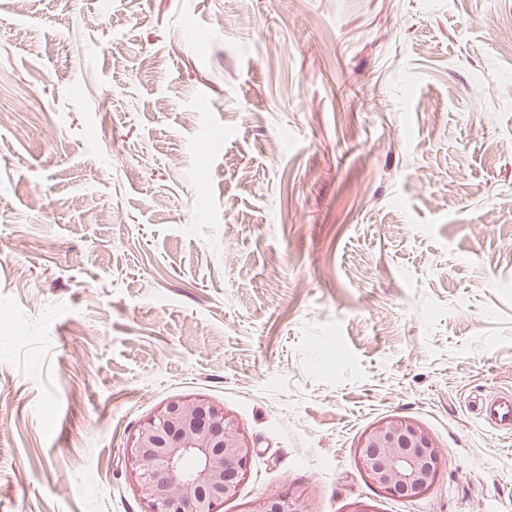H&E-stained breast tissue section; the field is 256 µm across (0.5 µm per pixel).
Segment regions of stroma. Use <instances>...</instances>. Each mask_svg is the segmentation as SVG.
<instances>
[{"instance_id":"35a3bbf8","label":"stroma","mask_w":512,"mask_h":512,"mask_svg":"<svg viewBox=\"0 0 512 512\" xmlns=\"http://www.w3.org/2000/svg\"><path fill=\"white\" fill-rule=\"evenodd\" d=\"M512 0H0V512H145L168 400L238 496L512 512ZM389 418L436 441L410 502ZM486 421L497 428H512V397H492L481 401L478 406ZM252 448L236 416L178 398L139 425L128 460L147 512H218L237 497ZM358 458L368 480L387 493L422 496L439 480V447L410 420L392 419L371 429L359 444Z\"/></svg>"}]
</instances>
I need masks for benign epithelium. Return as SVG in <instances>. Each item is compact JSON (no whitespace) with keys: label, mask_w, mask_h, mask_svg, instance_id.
I'll use <instances>...</instances> for the list:
<instances>
[{"label":"benign epithelium","mask_w":512,"mask_h":512,"mask_svg":"<svg viewBox=\"0 0 512 512\" xmlns=\"http://www.w3.org/2000/svg\"><path fill=\"white\" fill-rule=\"evenodd\" d=\"M251 454L236 416L206 399L178 398L139 425L128 460L147 512H218L237 497ZM358 458L368 480L387 493L422 496L439 480V447L410 420L392 419L371 429ZM189 459L194 466L188 469ZM252 512L314 510L302 495L275 492Z\"/></svg>","instance_id":"benign-epithelium-1"}]
</instances>
